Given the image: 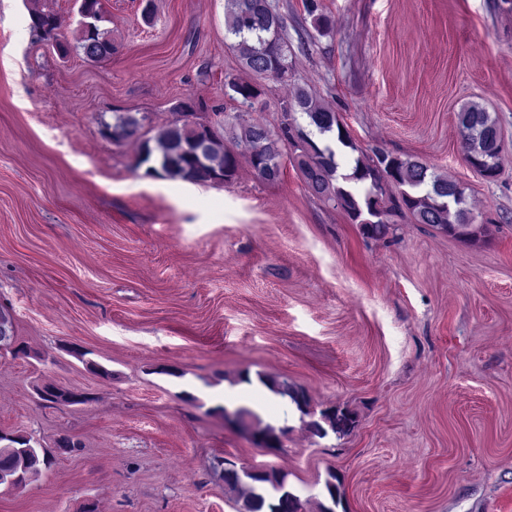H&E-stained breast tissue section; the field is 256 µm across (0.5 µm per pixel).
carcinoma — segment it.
Here are the masks:
<instances>
[{
  "label": "carcinoma",
  "mask_w": 512,
  "mask_h": 512,
  "mask_svg": "<svg viewBox=\"0 0 512 512\" xmlns=\"http://www.w3.org/2000/svg\"><path fill=\"white\" fill-rule=\"evenodd\" d=\"M79 10L92 16L90 27L80 31L76 54L93 62L112 58V36L100 28L105 21L101 0H76ZM315 26L330 29L321 0H303ZM287 18L275 0H226L225 37L254 79L236 78L224 82L233 95L230 99L251 109L261 104L264 93L260 80L273 78L282 83L292 78V48L288 41ZM32 36L56 41L59 17L54 12L36 8L31 11ZM145 118L122 115L112 124H104L105 137L114 142L139 144V163L154 161L147 174L194 183H229L238 171L239 159L245 157L256 176L266 182L279 180L282 158L290 153L308 193L344 212L351 223L360 226L371 239L388 236L395 224L407 221L425 224L440 233L466 242L481 240L483 226L470 222L471 207L456 200L460 182L442 174L415 156H398L382 147L371 148L367 155L354 142L333 109L314 98L301 86L291 100L281 106L277 123L260 116L245 125L224 117L233 148L224 144L218 129L203 123L177 121L167 125L158 136L144 132ZM457 124L464 160L479 164L483 155L494 148L490 134L499 128L498 120L477 104L467 105L457 113ZM346 152L350 172H340L337 149ZM14 318L0 306V356H18ZM260 383L275 395L287 398L304 416L309 415L310 398L306 391L287 379L260 375ZM43 401L54 406L84 404L88 394L54 384L37 388ZM356 417L347 408H329L321 412V421L306 423L315 435L326 429L344 435L355 427ZM57 450H48L30 435L0 434V472L12 471L15 480L0 481V488L17 489L27 484L54 462ZM274 480L256 479L243 471L222 473L224 490L235 497L239 512H269V500L284 503L285 512H301L303 504L288 485V474L273 472ZM326 497L337 506L344 496L343 483L330 471L324 482Z\"/></svg>",
  "instance_id": "obj_1"
}]
</instances>
